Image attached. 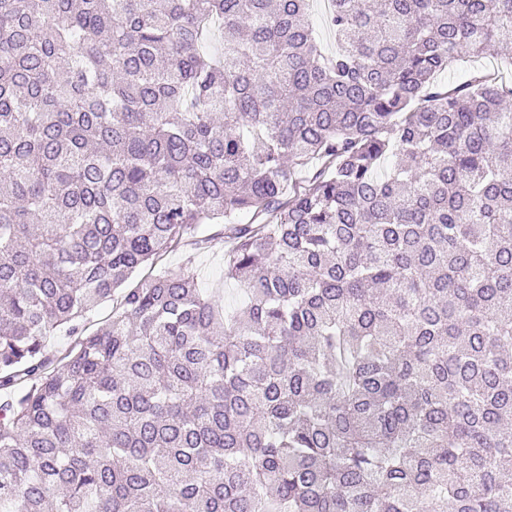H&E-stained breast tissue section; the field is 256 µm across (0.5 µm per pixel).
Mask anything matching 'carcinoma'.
<instances>
[{"label": "carcinoma", "instance_id": "cac0c4a2", "mask_svg": "<svg viewBox=\"0 0 512 512\" xmlns=\"http://www.w3.org/2000/svg\"><path fill=\"white\" fill-rule=\"evenodd\" d=\"M330 2L0 0V512H512V0ZM326 0H310L308 19L315 29L325 53L336 51V39L325 24ZM476 70H491L499 73V75L506 79L512 78V65L508 58L485 55L479 58H462L451 71L439 74L436 83L439 86L456 84L464 81L470 72ZM223 226L212 224L205 230V235H215L216 240L205 249L187 245L168 253L163 261L165 267L171 271L189 266L197 275L200 288L213 292L219 297L224 307L232 311L242 302V291L234 284L224 282V242L218 235Z\"/></svg>", "mask_w": 512, "mask_h": 512}]
</instances>
